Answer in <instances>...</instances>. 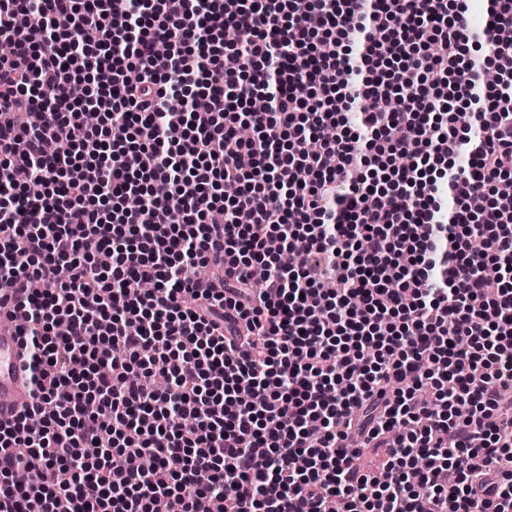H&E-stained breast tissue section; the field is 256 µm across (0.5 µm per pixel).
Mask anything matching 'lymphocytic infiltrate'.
Masks as SVG:
<instances>
[{
	"label": "lymphocytic infiltrate",
	"mask_w": 512,
	"mask_h": 512,
	"mask_svg": "<svg viewBox=\"0 0 512 512\" xmlns=\"http://www.w3.org/2000/svg\"><path fill=\"white\" fill-rule=\"evenodd\" d=\"M473 39L461 0H0V512H512V0ZM15 330L0 332V416L9 417L31 402Z\"/></svg>",
	"instance_id": "lymphocytic-infiltrate-1"
}]
</instances>
